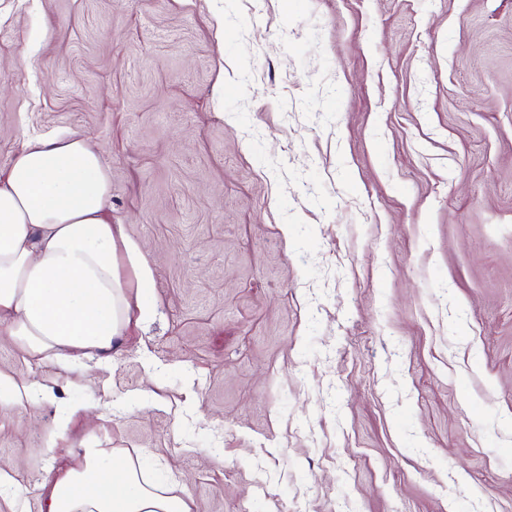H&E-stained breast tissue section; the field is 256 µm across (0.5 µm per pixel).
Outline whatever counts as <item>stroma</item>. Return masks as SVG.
Returning <instances> with one entry per match:
<instances>
[{
    "mask_svg": "<svg viewBox=\"0 0 512 512\" xmlns=\"http://www.w3.org/2000/svg\"><path fill=\"white\" fill-rule=\"evenodd\" d=\"M62 130L154 313L104 369L0 336L55 394L0 512L85 399L192 512H512V0H0V173Z\"/></svg>",
    "mask_w": 512,
    "mask_h": 512,
    "instance_id": "obj_1",
    "label": "stroma"
}]
</instances>
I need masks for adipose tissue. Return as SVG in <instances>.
I'll return each instance as SVG.
<instances>
[{
    "instance_id": "ef3b65f1",
    "label": "adipose tissue",
    "mask_w": 512,
    "mask_h": 512,
    "mask_svg": "<svg viewBox=\"0 0 512 512\" xmlns=\"http://www.w3.org/2000/svg\"><path fill=\"white\" fill-rule=\"evenodd\" d=\"M111 191L106 159L76 133L24 141L0 178V336L22 354L104 366L131 325L150 318L152 271L124 225L110 222ZM51 398L0 368V406L26 413ZM71 456L43 485L47 512H192L188 488L154 484L98 440H81Z\"/></svg>"
}]
</instances>
